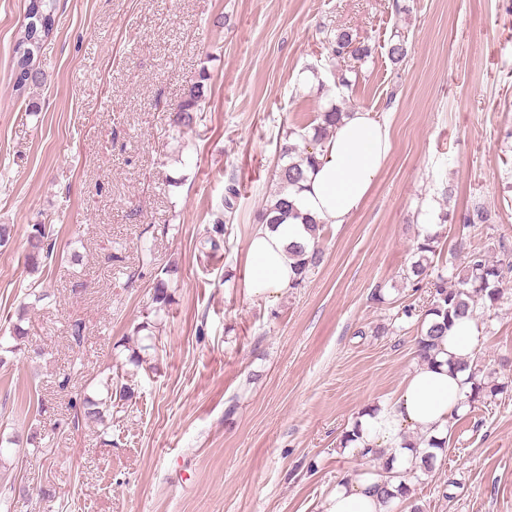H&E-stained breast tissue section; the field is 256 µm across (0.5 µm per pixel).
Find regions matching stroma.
<instances>
[{"mask_svg": "<svg viewBox=\"0 0 512 512\" xmlns=\"http://www.w3.org/2000/svg\"><path fill=\"white\" fill-rule=\"evenodd\" d=\"M26 0H0V328L27 304L43 357L0 365V487L53 499L11 512H322L336 482L382 462L339 439L396 397L418 363L416 318L432 284L410 266L438 224V266L471 245H512V10L504 0H59L45 80L15 96L13 46ZM372 49L330 64L327 31ZM405 35L408 55L387 56ZM346 72L350 88L335 85ZM206 79L197 125L171 104ZM386 122L390 155L349 223L327 225L321 265L264 301L245 288L248 240L276 184L279 144L329 104ZM238 195L224 207L227 188ZM483 208L489 223L463 224ZM451 222L439 223L441 213ZM230 226L204 247L216 217ZM55 229L59 262L26 297L32 225ZM152 263L142 260L143 248ZM177 274H168L169 266ZM171 302L155 315L154 286ZM382 290L384 302L372 298ZM153 320L148 367L128 365ZM484 371L503 384L453 422L446 457L414 486L424 512H512V289L478 310ZM81 323L82 343L70 326ZM134 395L104 423L77 419L100 377ZM40 425L42 448L17 443Z\"/></svg>", "mask_w": 512, "mask_h": 512, "instance_id": "35a3bbf8", "label": "stroma"}]
</instances>
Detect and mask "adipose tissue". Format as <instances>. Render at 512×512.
I'll return each instance as SVG.
<instances>
[{
	"mask_svg": "<svg viewBox=\"0 0 512 512\" xmlns=\"http://www.w3.org/2000/svg\"><path fill=\"white\" fill-rule=\"evenodd\" d=\"M391 150V132L374 113L359 109L342 116L336 129L307 172L296 197L300 219L272 227L260 225L248 244L246 289L271 300L290 288L296 277L288 247L305 243L309 235L302 217L324 224H345L357 212ZM483 341L477 320H455L436 349L434 362L413 368L398 399L377 412L358 416L359 448L381 450L384 460L404 472L421 464L419 451L430 438H442L461 408L469 386L460 361L471 360ZM376 475L344 477L322 504L323 512H389L374 493Z\"/></svg>",
	"mask_w": 512,
	"mask_h": 512,
	"instance_id": "obj_1",
	"label": "adipose tissue"
}]
</instances>
